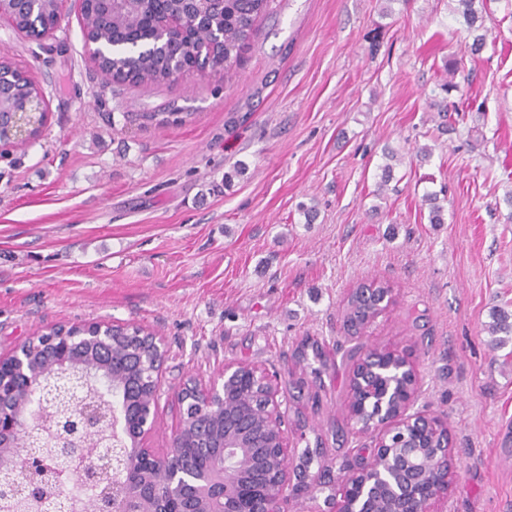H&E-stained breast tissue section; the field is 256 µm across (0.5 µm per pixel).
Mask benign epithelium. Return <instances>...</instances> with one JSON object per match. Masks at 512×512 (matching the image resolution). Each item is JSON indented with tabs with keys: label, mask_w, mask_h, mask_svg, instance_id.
Here are the masks:
<instances>
[{
	"label": "benign epithelium",
	"mask_w": 512,
	"mask_h": 512,
	"mask_svg": "<svg viewBox=\"0 0 512 512\" xmlns=\"http://www.w3.org/2000/svg\"><path fill=\"white\" fill-rule=\"evenodd\" d=\"M25 0H0V20L15 25ZM153 25L163 34L181 30L183 19L172 12L155 16ZM89 60L98 63L102 40L83 27ZM0 58V147L30 145L42 136L48 120L43 89L23 70H3ZM116 323L99 320L56 324L0 355V377L10 373L18 383L15 396L28 395L55 420L54 439L44 441L20 424V412L0 404V500L31 495L38 487L50 488L43 512H62L67 481L74 478L101 488L93 498L92 512H163L165 501L190 479L193 491L183 512H288V491L299 492L326 474H309L292 463L288 424L278 400L282 373L248 363H226L206 386L189 379L177 392L180 424L172 444L158 454L143 447L155 426L154 410L164 385L165 342L154 332L126 326L128 337L141 347H128V359L148 375L146 394L138 404L112 405V446L100 447L96 460L84 467L73 463L85 456L80 437L96 431L98 413L85 406L80 391L88 376L108 383L112 376L105 349L116 347ZM261 396L259 417L267 436L255 441L244 420L213 436L223 451L210 464L185 473L174 464L178 442L192 437L188 411L214 417L224 410L243 371ZM349 386L365 394L362 408L349 412L358 431L372 438V446L357 452L341 479L337 512H377L390 500L386 512H438L435 504L448 496V426L443 417L410 412L420 392L418 374L405 354L396 363L366 355L354 360Z\"/></svg>",
	"instance_id": "benign-epithelium-1"
}]
</instances>
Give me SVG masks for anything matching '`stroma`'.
<instances>
[{
  "label": "stroma",
  "instance_id": "obj_1",
  "mask_svg": "<svg viewBox=\"0 0 512 512\" xmlns=\"http://www.w3.org/2000/svg\"><path fill=\"white\" fill-rule=\"evenodd\" d=\"M380 6L270 0L231 76L116 89L71 2L42 44L0 22V51L49 109L38 141L0 151V353L65 322L162 336L158 451L183 381L275 366L293 463L336 476L371 445L348 418L346 299L385 281L394 301L359 342L405 353L418 408L446 417L448 512H512V340L492 347L486 330L512 313V18L489 0L496 40L474 54L448 0ZM451 57L469 80L445 97ZM308 336L338 349L318 375Z\"/></svg>",
  "mask_w": 512,
  "mask_h": 512
}]
</instances>
